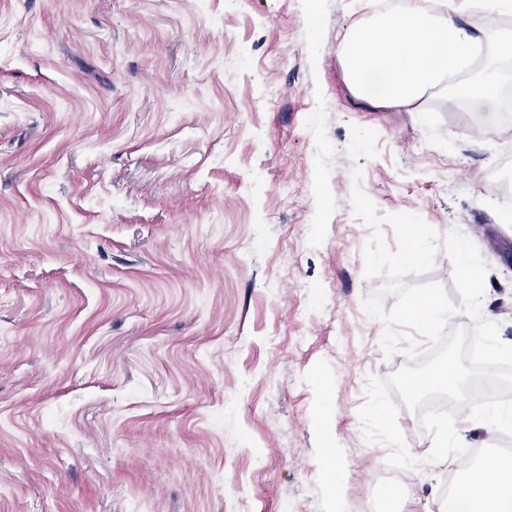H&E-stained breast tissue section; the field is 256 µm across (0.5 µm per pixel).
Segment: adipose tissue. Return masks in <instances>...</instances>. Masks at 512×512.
<instances>
[{
  "mask_svg": "<svg viewBox=\"0 0 512 512\" xmlns=\"http://www.w3.org/2000/svg\"><path fill=\"white\" fill-rule=\"evenodd\" d=\"M484 22H469L471 14ZM512 0H440L424 8L401 0L391 12L352 28L337 49L348 88L372 109L423 116L435 90L452 91L481 109L500 102V64L512 59Z\"/></svg>",
  "mask_w": 512,
  "mask_h": 512,
  "instance_id": "obj_1",
  "label": "adipose tissue"
}]
</instances>
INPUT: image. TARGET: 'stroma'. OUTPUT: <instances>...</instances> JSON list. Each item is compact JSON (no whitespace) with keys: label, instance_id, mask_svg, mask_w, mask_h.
<instances>
[{"label":"stroma","instance_id":"1","mask_svg":"<svg viewBox=\"0 0 512 512\" xmlns=\"http://www.w3.org/2000/svg\"><path fill=\"white\" fill-rule=\"evenodd\" d=\"M385 0H0V512H438L367 442L379 214L460 229L512 344V122L443 93L424 119L350 93L341 38ZM378 134L353 180L351 126ZM337 458L339 476L326 473Z\"/></svg>","mask_w":512,"mask_h":512}]
</instances>
